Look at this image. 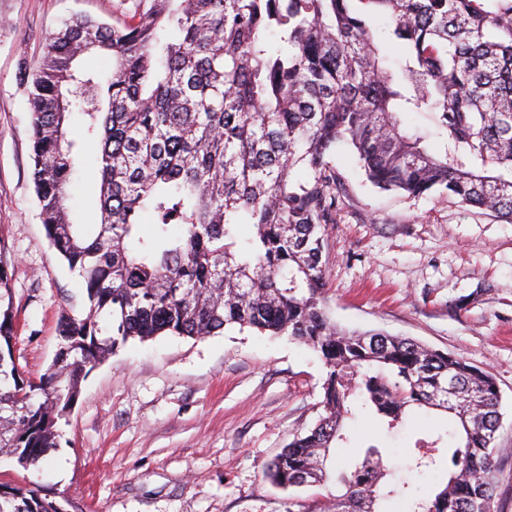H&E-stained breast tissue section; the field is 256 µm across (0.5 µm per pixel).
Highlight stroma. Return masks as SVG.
<instances>
[{
  "label": "stroma",
  "mask_w": 512,
  "mask_h": 512,
  "mask_svg": "<svg viewBox=\"0 0 512 512\" xmlns=\"http://www.w3.org/2000/svg\"><path fill=\"white\" fill-rule=\"evenodd\" d=\"M124 12L121 0H0V241L14 292L13 352L31 379L54 360L61 313L85 312L86 298L39 219L19 72L62 20L109 22ZM333 163L346 194L324 235L332 318L414 339L493 376L502 395L495 506L512 512V223L450 197L380 190L348 148ZM69 206L76 222L98 223L92 166L75 174ZM324 376L305 346L236 325L203 338L129 341L89 368L57 448L27 467L0 456V486L50 495L66 512H307L312 499L336 496L335 481L289 492L265 468L317 422ZM447 428L445 418L416 412L394 436L362 417L328 465L349 469L373 445L402 478L415 440Z\"/></svg>",
  "instance_id": "1"
}]
</instances>
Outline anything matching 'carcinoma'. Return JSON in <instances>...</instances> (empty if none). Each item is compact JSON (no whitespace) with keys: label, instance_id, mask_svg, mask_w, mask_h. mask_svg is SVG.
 <instances>
[{"label":"carcinoma","instance_id":"carcinoma-1","mask_svg":"<svg viewBox=\"0 0 512 512\" xmlns=\"http://www.w3.org/2000/svg\"><path fill=\"white\" fill-rule=\"evenodd\" d=\"M389 45L400 52L395 69L385 65ZM87 54L111 58L112 69L80 63ZM21 81L39 218L88 309L62 313L54 363L39 381L26 378L0 259V453L23 466L43 459L87 367L129 340L237 325L286 334L326 368L324 414L268 464L275 484L329 481L330 450L350 441L361 412L400 433L410 411L438 410L454 415L451 428L417 439L407 458L417 475L446 471L433 499L387 479L371 446L337 478L343 493L314 508L376 512L388 501L409 512H495L494 378L411 338L336 327L323 233L345 192L333 166L339 144L381 190L437 192L512 223V0H139L112 24L64 21ZM418 112L433 115L438 143L405 123ZM89 146L100 181L92 231L67 205ZM0 512L62 507L36 490H0Z\"/></svg>","mask_w":512,"mask_h":512}]
</instances>
